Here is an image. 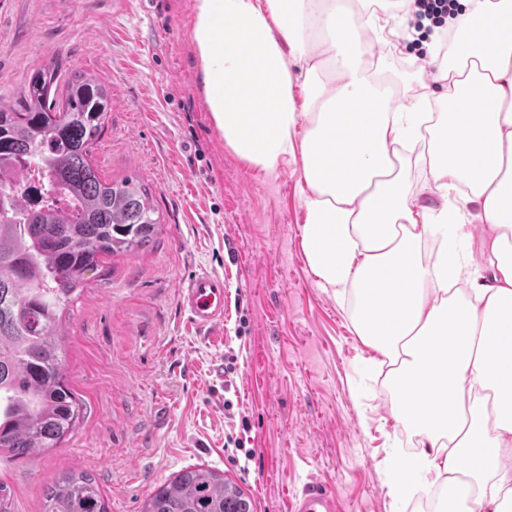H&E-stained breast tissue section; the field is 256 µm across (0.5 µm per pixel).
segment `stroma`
Masks as SVG:
<instances>
[{
  "mask_svg": "<svg viewBox=\"0 0 512 512\" xmlns=\"http://www.w3.org/2000/svg\"><path fill=\"white\" fill-rule=\"evenodd\" d=\"M194 0H0V104L19 101L31 70L98 79L111 98L94 146L103 180L139 178L162 224L143 249L107 260L59 330L69 383L84 405L74 432L34 459L0 454L10 512H43L44 490L88 474L108 512H141L155 487L201 464L251 498L291 512L309 484L337 512H396L392 453L414 449L389 413L386 378L362 388L371 352L350 304L306 262L303 175L265 171L224 143L196 69ZM223 276L214 333L181 312L178 287Z\"/></svg>",
  "mask_w": 512,
  "mask_h": 512,
  "instance_id": "1",
  "label": "stroma"
}]
</instances>
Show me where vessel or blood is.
Listing matches in <instances>:
<instances>
[{"label": "vessel or blood", "instance_id": "1", "mask_svg": "<svg viewBox=\"0 0 512 512\" xmlns=\"http://www.w3.org/2000/svg\"><path fill=\"white\" fill-rule=\"evenodd\" d=\"M183 312L197 328L209 330L222 325L226 313V291L221 276L198 272L178 288ZM293 512H336L330 491L318 486L304 490L293 505Z\"/></svg>", "mask_w": 512, "mask_h": 512}]
</instances>
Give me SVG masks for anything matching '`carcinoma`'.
Masks as SVG:
<instances>
[{
	"instance_id": "1",
	"label": "carcinoma",
	"mask_w": 512,
	"mask_h": 512,
	"mask_svg": "<svg viewBox=\"0 0 512 512\" xmlns=\"http://www.w3.org/2000/svg\"><path fill=\"white\" fill-rule=\"evenodd\" d=\"M60 63L34 69L17 109L0 106V452L58 448L82 415L58 325L71 295L105 260L146 245L161 224L150 190L99 177L93 145L111 107L95 78L59 93ZM46 204H33L31 172ZM44 512H108L88 475L61 476ZM141 512H253L251 499L203 465L159 485Z\"/></svg>"
}]
</instances>
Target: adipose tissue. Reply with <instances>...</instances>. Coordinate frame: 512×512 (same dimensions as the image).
Wrapping results in <instances>:
<instances>
[{
	"label": "adipose tissue",
	"instance_id": "1",
	"mask_svg": "<svg viewBox=\"0 0 512 512\" xmlns=\"http://www.w3.org/2000/svg\"><path fill=\"white\" fill-rule=\"evenodd\" d=\"M442 59L404 83L402 0H195L206 102L249 165L299 162L302 247L321 287L354 298V324L418 438L388 465L395 503L452 492L437 512L512 504V0H459ZM420 166L433 206L407 170ZM485 225L479 254L462 250ZM438 250L433 262L422 253Z\"/></svg>",
	"mask_w": 512,
	"mask_h": 512
}]
</instances>
